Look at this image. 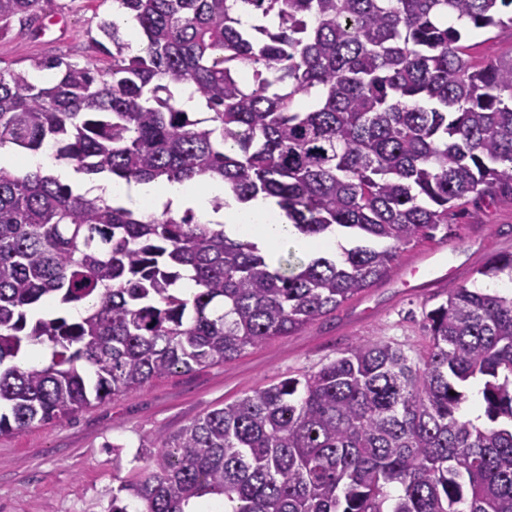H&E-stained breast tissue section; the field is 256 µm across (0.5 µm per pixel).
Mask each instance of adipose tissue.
Wrapping results in <instances>:
<instances>
[{
    "instance_id": "1",
    "label": "adipose tissue",
    "mask_w": 512,
    "mask_h": 512,
    "mask_svg": "<svg viewBox=\"0 0 512 512\" xmlns=\"http://www.w3.org/2000/svg\"><path fill=\"white\" fill-rule=\"evenodd\" d=\"M92 192L158 212L168 209L180 213L189 209L200 223L223 225L229 238L249 241L270 250L284 241L292 242L305 253L331 252L336 248L335 237L310 238L298 232L275 198L260 196L242 203L220 181L129 184L116 180L96 184ZM217 198L223 199V210H214L213 201Z\"/></svg>"
}]
</instances>
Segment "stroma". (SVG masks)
Returning <instances> with one entry per match:
<instances>
[{"label": "stroma", "instance_id": "35a3bbf8", "mask_svg": "<svg viewBox=\"0 0 512 512\" xmlns=\"http://www.w3.org/2000/svg\"><path fill=\"white\" fill-rule=\"evenodd\" d=\"M112 0H46L35 28L0 34V65L28 68L34 58H63L104 69L96 45ZM453 273L438 288L406 291L395 276L374 284L298 332L248 349L230 364L151 380L135 392L75 414L0 436V512H109L112 491L140 464L142 439L171 433L258 387L302 377L366 340H386L417 357L429 335L423 313L458 289L486 286L478 270L512 252V202L469 203L447 239Z\"/></svg>", "mask_w": 512, "mask_h": 512}]
</instances>
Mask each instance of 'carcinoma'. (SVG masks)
<instances>
[{"label":"carcinoma","instance_id":"obj_1","mask_svg":"<svg viewBox=\"0 0 512 512\" xmlns=\"http://www.w3.org/2000/svg\"><path fill=\"white\" fill-rule=\"evenodd\" d=\"M43 0H0V30ZM107 70L0 66V148H54L88 176L219 178L277 199L298 231L366 241L274 268L191 210L135 212L52 173L0 166V435L178 371L233 362L385 277L401 246L452 235L474 200L512 201V51L474 65L470 36L512 0H117ZM190 86L206 111L186 112ZM308 100L306 108L298 99ZM193 272L195 291L176 287ZM512 279V253L479 270ZM47 301L78 317L29 313ZM417 360L363 341L150 438L112 512H512V294L461 288L425 313ZM50 358H23L27 344ZM480 381L485 421L459 416Z\"/></svg>","mask_w":512,"mask_h":512}]
</instances>
